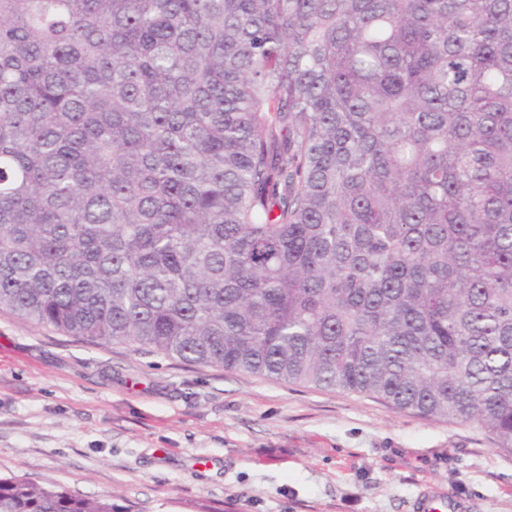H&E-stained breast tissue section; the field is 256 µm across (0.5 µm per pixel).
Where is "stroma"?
Listing matches in <instances>:
<instances>
[{
	"mask_svg": "<svg viewBox=\"0 0 512 512\" xmlns=\"http://www.w3.org/2000/svg\"><path fill=\"white\" fill-rule=\"evenodd\" d=\"M0 476L129 512H412L430 482L512 512L488 432L0 313Z\"/></svg>",
	"mask_w": 512,
	"mask_h": 512,
	"instance_id": "obj_1",
	"label": "stroma"
}]
</instances>
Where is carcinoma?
I'll use <instances>...</instances> for the list:
<instances>
[{"mask_svg": "<svg viewBox=\"0 0 512 512\" xmlns=\"http://www.w3.org/2000/svg\"><path fill=\"white\" fill-rule=\"evenodd\" d=\"M0 312L512 452V0H0Z\"/></svg>", "mask_w": 512, "mask_h": 512, "instance_id": "obj_1", "label": "carcinoma"}]
</instances>
